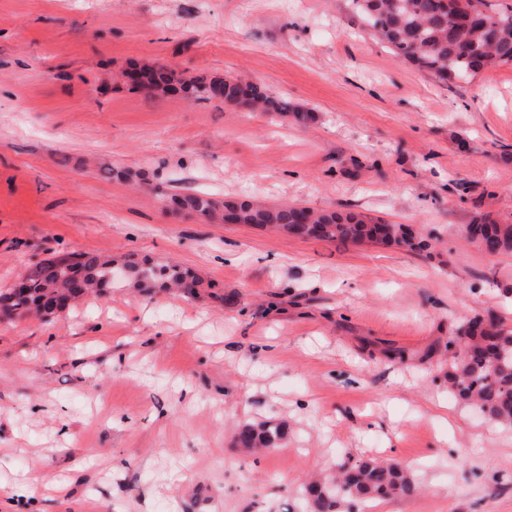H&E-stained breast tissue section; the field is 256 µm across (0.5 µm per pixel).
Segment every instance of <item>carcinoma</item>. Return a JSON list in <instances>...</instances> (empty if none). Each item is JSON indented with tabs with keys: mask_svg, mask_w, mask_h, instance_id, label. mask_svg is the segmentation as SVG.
Listing matches in <instances>:
<instances>
[{
	"mask_svg": "<svg viewBox=\"0 0 512 512\" xmlns=\"http://www.w3.org/2000/svg\"><path fill=\"white\" fill-rule=\"evenodd\" d=\"M352 9L365 17L373 36L399 57L440 80L512 65V3L487 10L485 0H350ZM486 14L496 27L483 29L476 19ZM143 80L135 89L148 96L170 95L173 86L198 101L221 99L253 112H274L298 122L311 118L274 96L260 84L240 78L184 79L166 65L139 72ZM169 208L194 215L212 224H254L292 231L304 238L358 244L373 240L377 225L368 224L350 210L303 209L296 205H264L252 198L217 201L201 191L173 194ZM483 226L482 252L492 258L512 254V224L484 216L474 221ZM379 243L428 249L426 240H415L402 224L384 225ZM114 264L110 257L94 253L45 259L27 270V288L0 291V320L30 314H51L48 306L76 302L88 294L112 286ZM124 286L144 291L153 286L175 288L189 298L201 296L203 283L177 265L161 268L123 262ZM448 391L458 401L477 408L491 422L512 427V327L491 317L480 325L470 318L460 333L448 341ZM283 432L266 422L238 427L234 445L244 450L272 448ZM420 486L399 464L373 458L343 462L333 481H312L303 495L310 512H353V507L396 497L412 498Z\"/></svg>",
	"mask_w": 512,
	"mask_h": 512,
	"instance_id": "cac0c4a2",
	"label": "carcinoma"
}]
</instances>
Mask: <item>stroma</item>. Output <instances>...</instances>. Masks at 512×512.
<instances>
[{"instance_id": "obj_1", "label": "stroma", "mask_w": 512, "mask_h": 512, "mask_svg": "<svg viewBox=\"0 0 512 512\" xmlns=\"http://www.w3.org/2000/svg\"><path fill=\"white\" fill-rule=\"evenodd\" d=\"M158 64L248 77L312 118L133 90L128 72ZM186 190L351 209L431 247L209 224L165 208ZM479 214L512 219L511 66L440 81L349 0H0V289L91 252L224 295L116 286L0 321V485L71 483L34 512H309V476L377 457L422 487L391 512H512V428L446 377L466 319L512 325V255L465 237ZM254 422L281 444L235 448Z\"/></svg>"}]
</instances>
